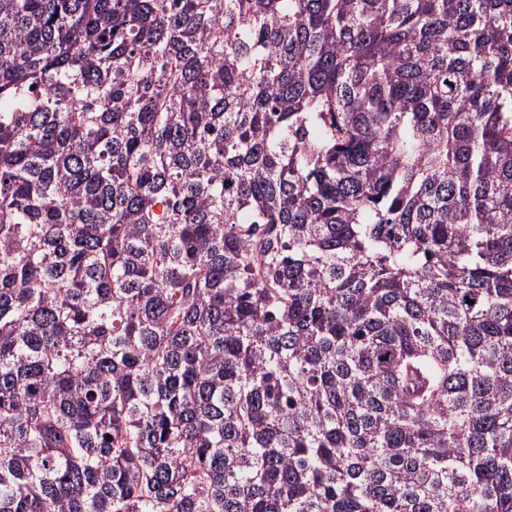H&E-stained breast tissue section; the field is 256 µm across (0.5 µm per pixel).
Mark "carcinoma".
Listing matches in <instances>:
<instances>
[{"instance_id": "1", "label": "carcinoma", "mask_w": 512, "mask_h": 512, "mask_svg": "<svg viewBox=\"0 0 512 512\" xmlns=\"http://www.w3.org/2000/svg\"><path fill=\"white\" fill-rule=\"evenodd\" d=\"M0 512H512V0H0Z\"/></svg>"}]
</instances>
